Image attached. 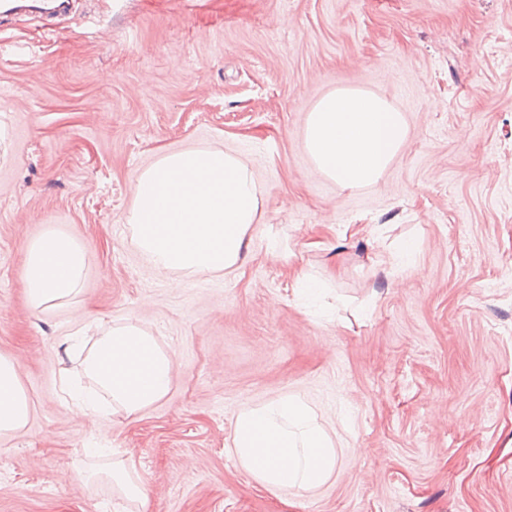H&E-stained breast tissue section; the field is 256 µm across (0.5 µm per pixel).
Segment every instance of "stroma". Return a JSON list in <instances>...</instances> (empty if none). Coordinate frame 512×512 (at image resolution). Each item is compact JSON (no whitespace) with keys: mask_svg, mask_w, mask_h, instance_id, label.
I'll return each instance as SVG.
<instances>
[{"mask_svg":"<svg viewBox=\"0 0 512 512\" xmlns=\"http://www.w3.org/2000/svg\"><path fill=\"white\" fill-rule=\"evenodd\" d=\"M0 23V354L30 414L0 438V512H512V0H93ZM361 88L405 115L382 179L315 175L306 116ZM187 147L238 152L263 199L241 267L158 272L131 246L135 174ZM85 249L82 294L32 309L24 245ZM410 240V261L390 263ZM325 281L323 307L294 296ZM124 317L171 353L168 394L90 420L60 342ZM307 401L336 448L322 487L259 484L243 409ZM108 448L147 504L112 488Z\"/></svg>","mask_w":512,"mask_h":512,"instance_id":"35a3bbf8","label":"stroma"}]
</instances>
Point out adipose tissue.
I'll return each instance as SVG.
<instances>
[{
  "label": "adipose tissue",
  "mask_w": 512,
  "mask_h": 512,
  "mask_svg": "<svg viewBox=\"0 0 512 512\" xmlns=\"http://www.w3.org/2000/svg\"><path fill=\"white\" fill-rule=\"evenodd\" d=\"M408 136L401 112L384 96L342 88L322 96L308 113L304 147L314 170L346 187L377 183ZM262 218L257 184L245 161L217 148L164 152L132 182L126 222L131 242L160 272L221 275L238 268ZM86 271L85 251L68 233L50 228L25 246L23 278L30 305L52 309L75 299ZM65 357L84 348L91 396L63 383L64 401L99 419L138 414L169 392L171 356L148 331L122 320L80 325L62 342ZM30 406L16 361L0 355V437L21 432ZM234 452L262 485L316 489L336 470V450L299 397L284 395L239 412Z\"/></svg>",
  "instance_id": "obj_1"
}]
</instances>
